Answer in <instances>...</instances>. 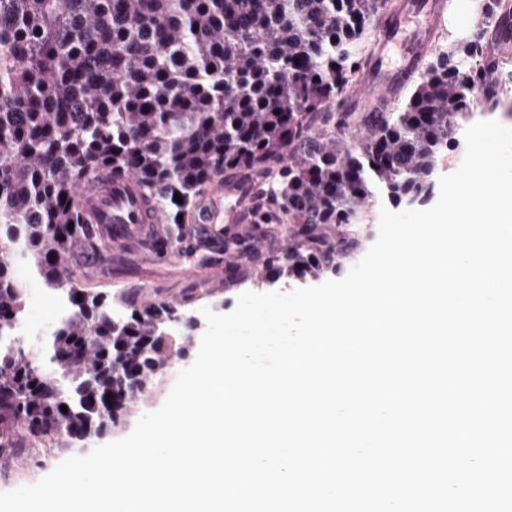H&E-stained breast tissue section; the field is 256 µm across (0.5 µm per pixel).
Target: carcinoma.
Segmentation results:
<instances>
[{"instance_id": "cac0c4a2", "label": "carcinoma", "mask_w": 512, "mask_h": 512, "mask_svg": "<svg viewBox=\"0 0 512 512\" xmlns=\"http://www.w3.org/2000/svg\"><path fill=\"white\" fill-rule=\"evenodd\" d=\"M389 0H0V336L24 314L19 265L74 307L47 359L0 352V450L66 448L108 430L163 370L184 316L161 301L120 316L77 272L112 271L80 187L132 176L174 216L163 255L219 176L251 197L250 222L290 226L276 276L337 271L361 238V207L427 200L442 153L480 102L497 105L484 54L512 39L503 0H478L472 31L431 58L391 112H357L349 91L371 54L358 46ZM180 195L182 202L174 200ZM73 229H68V225ZM111 403H106V400ZM67 406L62 412L60 406Z\"/></svg>"}]
</instances>
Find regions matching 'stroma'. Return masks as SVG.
I'll list each match as a JSON object with an SVG mask.
<instances>
[{
    "label": "stroma",
    "instance_id": "stroma-1",
    "mask_svg": "<svg viewBox=\"0 0 512 512\" xmlns=\"http://www.w3.org/2000/svg\"><path fill=\"white\" fill-rule=\"evenodd\" d=\"M447 7L444 23L437 31L435 40L439 46L449 47L456 39L466 36L473 24L475 0H445ZM236 238V237H235ZM235 238L228 236L225 226L211 228L198 225L197 231L177 249L165 257H158L149 247L130 240L116 249L121 260L112 267V277L102 281L98 278L95 261H86L83 273L88 282L99 285L101 291L112 295L129 306H141L144 296L154 300L186 303L193 317H200L202 309L208 308L219 314L231 313L242 291L268 292L290 291L299 288L294 279L263 281L249 277L245 285L226 282V249L235 248ZM215 270L213 287L202 290L195 279L188 276V265ZM204 326L184 328L182 357L169 364L155 377L147 394L135 404L127 424L135 426L147 412L159 409L183 369L190 367L198 354ZM125 430L107 433L94 439L93 443H79L72 448H38L22 453L6 451L0 453V492L11 491L22 486L33 485L48 475L57 465L72 456H82L112 441L125 438Z\"/></svg>",
    "mask_w": 512,
    "mask_h": 512
}]
</instances>
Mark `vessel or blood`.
<instances>
[{"label":"vessel or blood","mask_w":512,"mask_h":512,"mask_svg":"<svg viewBox=\"0 0 512 512\" xmlns=\"http://www.w3.org/2000/svg\"><path fill=\"white\" fill-rule=\"evenodd\" d=\"M404 16H418L419 22L408 50H401L402 31L393 29L384 35L378 44L377 64L359 82L357 93L360 97L382 106L393 99L398 88L407 80L414 61L431 53L436 45L434 36L441 27L442 6L434 4L430 10L416 12L405 7ZM133 177L113 180L104 185L96 179H88L79 191V199L92 221L98 224L114 225L111 242L125 243L126 232L142 233L144 225L160 223L159 214L147 207L136 191ZM230 185L215 182L211 185L202 206L198 208L195 221L199 224H240L245 213L239 204L233 203Z\"/></svg>","instance_id":"vessel-or-blood-1"}]
</instances>
